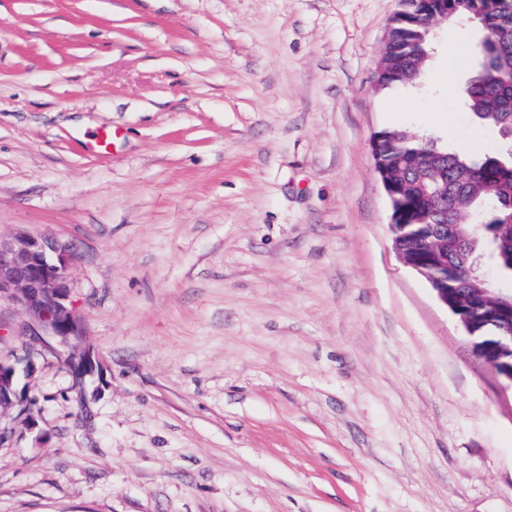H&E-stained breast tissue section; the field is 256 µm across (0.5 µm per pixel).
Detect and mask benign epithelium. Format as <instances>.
<instances>
[{
	"mask_svg": "<svg viewBox=\"0 0 512 512\" xmlns=\"http://www.w3.org/2000/svg\"><path fill=\"white\" fill-rule=\"evenodd\" d=\"M421 241L428 245L421 260L408 257L403 235L394 236L395 248L405 264L430 283L439 301L465 328L475 354L512 388V289L494 288L485 282L480 292L490 297L482 322L492 325L487 335L478 334L477 319L466 310L471 283L469 271L456 273L457 284L448 287V250L463 241L460 224H428ZM78 259L75 248L42 236L19 231L0 239V300L7 299L26 316L32 336H51L67 348L78 335V320L68 303L69 271ZM19 397L16 370L0 363V406H12Z\"/></svg>",
	"mask_w": 512,
	"mask_h": 512,
	"instance_id": "7a95c632",
	"label": "benign epithelium"
}]
</instances>
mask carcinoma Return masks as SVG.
Returning <instances> with one entry per match:
<instances>
[{"label": "carcinoma", "instance_id": "cac0c4a2", "mask_svg": "<svg viewBox=\"0 0 512 512\" xmlns=\"http://www.w3.org/2000/svg\"><path fill=\"white\" fill-rule=\"evenodd\" d=\"M454 17L474 18L485 38L479 54V70L466 83L463 100L482 125L500 132L497 149L473 160L452 153L425 137L405 130L380 132L374 148L386 161L396 206L407 224L429 223L432 200L442 199L451 216L464 223L467 215L478 217L482 229L467 243L459 259L481 254L496 271L512 280V18L502 15L496 0H458L448 4ZM432 7L418 0H402L395 17L392 40L385 56L390 63L387 84L411 83L425 69L432 41Z\"/></svg>", "mask_w": 512, "mask_h": 512}]
</instances>
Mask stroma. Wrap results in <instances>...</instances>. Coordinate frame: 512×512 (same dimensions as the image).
<instances>
[{"label":"stroma","mask_w":512,"mask_h":512,"mask_svg":"<svg viewBox=\"0 0 512 512\" xmlns=\"http://www.w3.org/2000/svg\"><path fill=\"white\" fill-rule=\"evenodd\" d=\"M400 0H0V236L76 245L71 350L0 301V512H512V389L394 249L373 140L497 147L481 26ZM111 129L112 149L90 143ZM385 56L390 63L387 84L413 83L428 61L432 41V7L416 0H402ZM19 397L16 389V367L6 371L5 364L0 363V406H14L15 399Z\"/></svg>","instance_id":"1"}]
</instances>
